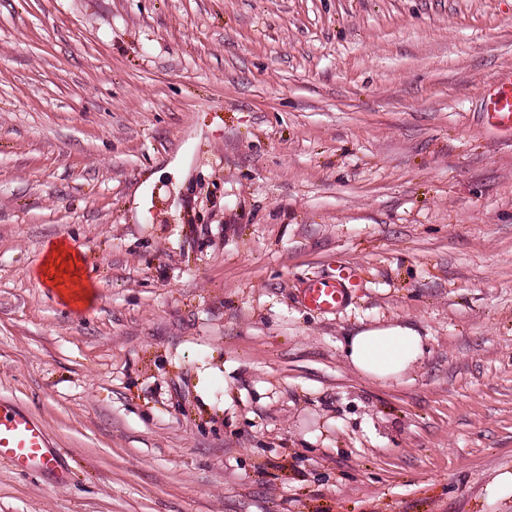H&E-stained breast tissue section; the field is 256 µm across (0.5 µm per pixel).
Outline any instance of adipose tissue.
Here are the masks:
<instances>
[{
  "mask_svg": "<svg viewBox=\"0 0 512 512\" xmlns=\"http://www.w3.org/2000/svg\"><path fill=\"white\" fill-rule=\"evenodd\" d=\"M36 274L61 300L79 310L90 309L96 291L82 269L81 258L71 244L52 242ZM425 347L422 336L409 327L364 330L350 336L344 348L348 362L362 374L377 379L399 378L419 360Z\"/></svg>",
  "mask_w": 512,
  "mask_h": 512,
  "instance_id": "obj_1",
  "label": "adipose tissue"
}]
</instances>
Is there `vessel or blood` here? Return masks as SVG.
I'll list each match as a JSON object with an SVG mask.
<instances>
[{"label": "vessel or blood", "instance_id": "vessel-or-blood-1", "mask_svg": "<svg viewBox=\"0 0 512 512\" xmlns=\"http://www.w3.org/2000/svg\"><path fill=\"white\" fill-rule=\"evenodd\" d=\"M485 116L497 132L512 139V70L501 73L488 93ZM355 284L348 268L336 276L310 282L302 290L304 304L320 312H333L347 299ZM5 458L23 469H43L54 458L44 428L28 414L0 406V459Z\"/></svg>", "mask_w": 512, "mask_h": 512}]
</instances>
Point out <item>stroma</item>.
Returning a JSON list of instances; mask_svg holds the SVG:
<instances>
[{
	"instance_id": "obj_1",
	"label": "stroma",
	"mask_w": 512,
	"mask_h": 512,
	"mask_svg": "<svg viewBox=\"0 0 512 512\" xmlns=\"http://www.w3.org/2000/svg\"><path fill=\"white\" fill-rule=\"evenodd\" d=\"M510 68L512 0H0V403L66 473L0 512H512ZM485 116L497 132L512 139V70L501 73L490 86ZM35 274L48 288H55L66 305L79 310L93 306L96 291L84 276L78 252L64 239L48 246ZM353 271L338 270L336 276L310 282L302 290L304 304L320 312H333L341 308L347 299L349 288L356 285ZM423 337L410 327L364 330L349 336L344 348L348 362L377 379L399 378L424 353Z\"/></svg>"
}]
</instances>
